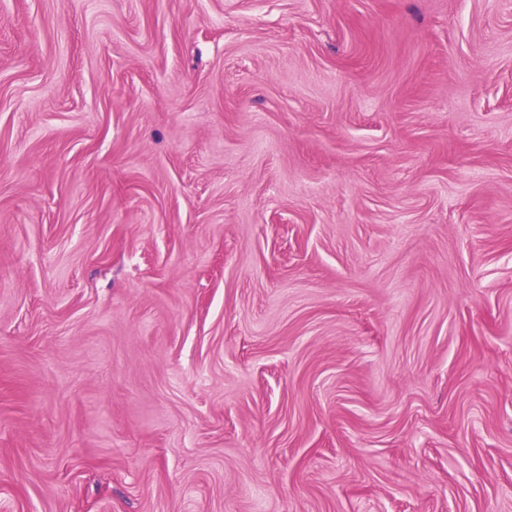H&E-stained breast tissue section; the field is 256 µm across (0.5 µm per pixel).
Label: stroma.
Segmentation results:
<instances>
[{"instance_id":"35a3bbf8","label":"stroma","mask_w":512,"mask_h":512,"mask_svg":"<svg viewBox=\"0 0 512 512\" xmlns=\"http://www.w3.org/2000/svg\"><path fill=\"white\" fill-rule=\"evenodd\" d=\"M0 512H512V0H0Z\"/></svg>"}]
</instances>
